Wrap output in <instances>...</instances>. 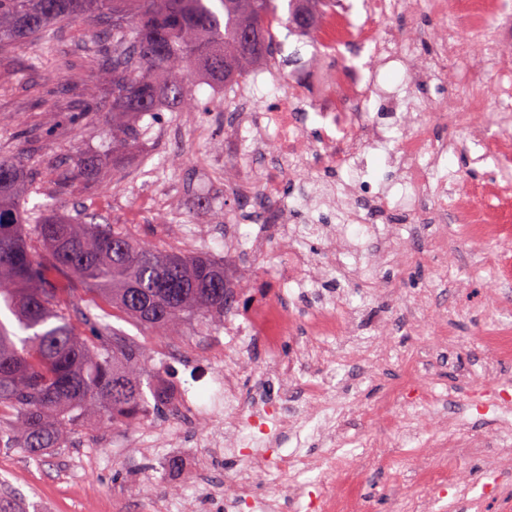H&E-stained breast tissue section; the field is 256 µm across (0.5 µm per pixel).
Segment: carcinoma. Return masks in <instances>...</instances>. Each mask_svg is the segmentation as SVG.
<instances>
[{"label": "carcinoma", "mask_w": 512, "mask_h": 512, "mask_svg": "<svg viewBox=\"0 0 512 512\" xmlns=\"http://www.w3.org/2000/svg\"><path fill=\"white\" fill-rule=\"evenodd\" d=\"M326 0H0V49L37 37L55 50L54 26L103 21L112 30L105 59L94 60L112 85V101L83 112H112L117 154L129 151L147 114L196 110V79L224 86L274 60L275 28L305 32ZM102 161L79 155L58 175L66 189ZM27 172L0 157V306L26 332L0 321V444L41 459L65 447L74 426L133 419L148 407L144 382L154 366L127 337L89 311L90 339L70 323L51 274L67 271L127 318L161 336H178L191 316L223 322L233 303L224 265L206 253L159 250L109 224L47 210L31 224L23 206ZM112 336V346L104 343Z\"/></svg>", "instance_id": "obj_1"}]
</instances>
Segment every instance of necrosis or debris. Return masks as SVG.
Here are the masks:
<instances>
[{
    "label": "necrosis or debris",
    "mask_w": 512,
    "mask_h": 512,
    "mask_svg": "<svg viewBox=\"0 0 512 512\" xmlns=\"http://www.w3.org/2000/svg\"><path fill=\"white\" fill-rule=\"evenodd\" d=\"M419 6L447 20V27L430 31L385 27V20L411 14ZM502 8L503 0H361L357 7L336 0L335 7L317 16L310 38L319 52L344 51L365 57V64H341L303 80L293 79L287 92L261 111L238 114L234 143L248 145L251 157L224 177L229 201L224 222L231 228L254 224L244 247L268 255L272 268L243 278L236 250L225 251L224 285L233 289L235 303L224 315L223 369L217 376L205 369L192 376L194 382L213 381L223 389L224 438L245 460L244 469L230 481L234 494L228 512L246 507L253 512H282L279 500L255 501L252 479L259 472L310 469L311 460L298 450L277 457L271 451L290 440L300 419L317 417L316 432L321 435L328 418L319 407L327 394L324 381L297 384L295 391L283 392L273 402L261 385L248 397L240 388L238 359L257 344L269 356H277L289 328L300 322L312 336L348 337L359 320L349 303L340 308L330 301L307 311L288 307L289 293L305 292L321 278L339 283L357 280L361 269L344 263L343 254L370 249L375 243L374 225L396 216L426 225L436 240L443 239L446 225H463L477 252L512 227V197L507 194L512 173L502 172L478 187L446 175L448 156L459 149L461 139L477 144L486 140L485 129L477 122L483 92L475 73L481 65L501 74L498 96L512 101V41L494 39L481 46L474 42ZM424 40L435 44L434 55L416 54V45ZM389 69L399 72L398 84L383 80ZM450 80L469 88L468 104L451 100L432 113L412 108L415 91L436 93ZM373 100L387 109L388 120H377L367 112ZM372 149L386 150L400 195L360 180L340 190L326 186L321 194L306 191L296 203H288L284 195L288 179L301 180L320 169H342ZM323 204L338 206L340 223H315L317 238L335 243L318 264L308 249L298 245L289 218L296 208ZM405 372L403 381L389 388L372 408L389 427L383 442L387 448L405 441L395 422L397 410L420 411L434 401L417 383L419 362H412ZM462 453L447 438L438 439L423 451L414 482L431 492L455 487ZM344 477L341 490L321 492L317 512H363L356 492L358 469L346 470Z\"/></svg>",
    "instance_id": "4bbe7bcc"
}]
</instances>
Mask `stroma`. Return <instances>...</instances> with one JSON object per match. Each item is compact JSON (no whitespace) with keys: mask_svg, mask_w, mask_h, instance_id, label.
<instances>
[{"mask_svg":"<svg viewBox=\"0 0 512 512\" xmlns=\"http://www.w3.org/2000/svg\"><path fill=\"white\" fill-rule=\"evenodd\" d=\"M105 28L65 24L56 31L57 53H43L39 42L0 52V156L20 157L32 173L26 207L40 219L47 207L79 219L105 217L121 224L136 238L165 248L184 250L185 240L208 235L207 254L224 258V238L216 232L224 211V172L235 160L227 151L226 131L236 113L220 86L201 85L202 108L194 112H161L144 118L141 135L118 170L103 169L91 188L75 187L61 193L53 167H70L76 155L112 156V115L82 114L87 98L111 100L112 87L90 61L91 53L110 43ZM81 120H74V113ZM481 150L466 144L448 160V174L474 183L493 174V161L480 160ZM381 281H395L398 298L381 299L374 285L355 283L353 304L361 307L358 343L322 338L324 371L309 369V376L327 378L334 390L335 440L310 439L306 451L314 457L358 458L385 438L387 431L368 411L402 373L397 366H377L369 353L371 341L385 339L391 353L410 361L426 352L435 358L421 377L424 387L466 406L475 398L490 400L495 392L512 394V360L494 365L490 377H481L490 353L485 336L498 325L512 324V293L500 294L479 254L456 237H449L447 252L430 248L415 260L398 258L379 262L374 271ZM55 279L66 290L70 322L88 334L82 314L93 308L104 322L132 338L152 363L162 366L168 389L190 388L201 413L186 426L184 442L171 444L167 429L171 410L146 412L130 424L81 422L64 448L35 460L20 448L0 447V493L20 499L26 512H153L166 501L172 512H225L224 477L242 467L236 455H216L206 442L210 427L222 422L224 394L219 387H193L187 373L172 374V336H160L126 318L111 305L97 300L66 274ZM434 311L448 313L452 340L444 353H435L441 341L433 319L420 326L383 335L387 319L406 318L417 300ZM449 437L479 442L484 455L461 463L459 488L422 496L407 474L417 452L436 439L429 416L398 414L397 421L413 432L409 445L395 450L391 463L361 476L358 492L365 512H410L425 501L427 512H463L466 501L480 502L482 512H512V471L501 469L500 450L508 442L500 431L512 421V407L495 406L479 414L468 410L464 418L448 414ZM322 489L331 483L330 468L297 475L280 471L257 475L256 498H285L286 512H305L303 500H292L294 482Z\"/></svg>","mask_w":512,"mask_h":512,"instance_id":"1","label":"stroma"}]
</instances>
